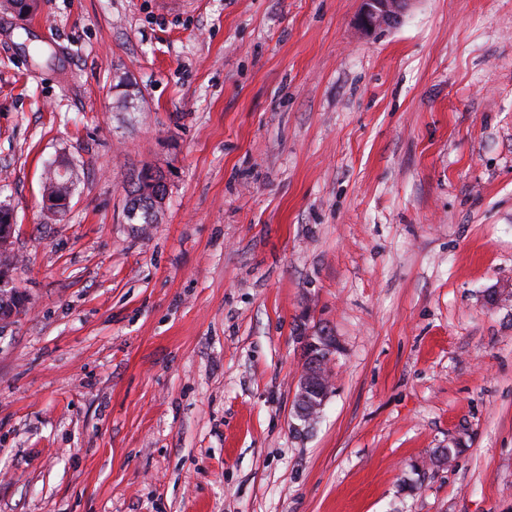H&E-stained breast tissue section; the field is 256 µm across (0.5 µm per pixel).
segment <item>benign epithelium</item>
<instances>
[{
	"instance_id": "obj_1",
	"label": "benign epithelium",
	"mask_w": 512,
	"mask_h": 512,
	"mask_svg": "<svg viewBox=\"0 0 512 512\" xmlns=\"http://www.w3.org/2000/svg\"><path fill=\"white\" fill-rule=\"evenodd\" d=\"M413 0H362L359 26L368 32L396 24ZM165 181L162 176L151 171L148 177L138 184L131 195L134 201H143L151 206L153 214H158L164 204L166 193L162 191ZM0 324L22 316L27 309L28 296L18 288L12 278V244L17 224L13 210L0 205ZM304 353L302 370L298 378L297 391L293 403L294 429L298 432L309 428L320 417L332 393V382L327 365L336 350L337 341L333 334L318 328L310 334L298 337Z\"/></svg>"
}]
</instances>
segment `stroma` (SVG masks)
<instances>
[{"label":"stroma","instance_id":"stroma-1","mask_svg":"<svg viewBox=\"0 0 512 512\" xmlns=\"http://www.w3.org/2000/svg\"><path fill=\"white\" fill-rule=\"evenodd\" d=\"M361 4L0 7L30 297L0 329V512H512V0L372 32ZM146 166L167 198L132 224ZM316 324L341 350L300 437Z\"/></svg>","mask_w":512,"mask_h":512}]
</instances>
